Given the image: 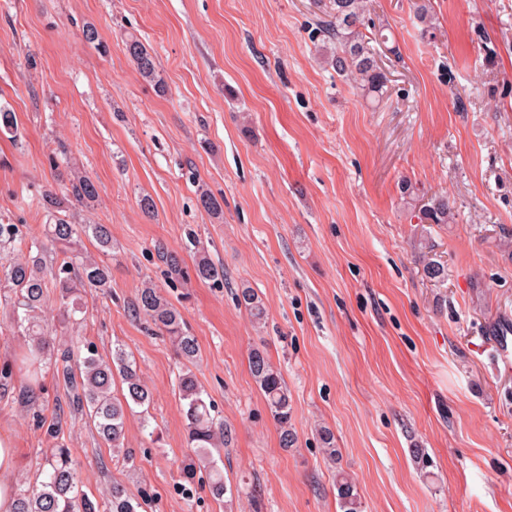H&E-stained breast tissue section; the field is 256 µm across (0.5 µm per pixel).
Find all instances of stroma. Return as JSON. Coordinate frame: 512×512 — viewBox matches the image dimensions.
Listing matches in <instances>:
<instances>
[{
    "instance_id": "obj_1",
    "label": "stroma",
    "mask_w": 512,
    "mask_h": 512,
    "mask_svg": "<svg viewBox=\"0 0 512 512\" xmlns=\"http://www.w3.org/2000/svg\"><path fill=\"white\" fill-rule=\"evenodd\" d=\"M318 13L317 0H0V109L16 116L0 130V222L41 236L45 191L77 174L97 183L75 220L108 226L112 294L88 297L77 324L52 305L44 318L101 357L122 346L153 396L148 421L127 417L130 463L87 418L57 414L67 391L52 365L20 403L27 341L1 303L0 436L17 480L39 479L54 419L83 491L102 498L117 482L151 512H339L340 472L363 512H512V370L488 340L512 318V0H365L361 31L387 37L380 103L327 65ZM90 24L105 51L85 42ZM130 33L154 51L165 94L125 54ZM202 186L222 219L201 207ZM435 194L454 223L413 219ZM202 250L222 283L191 277ZM428 259L447 282L425 277ZM146 280L195 336L194 372L234 429L224 498L182 487L193 451L179 364L129 309ZM244 286L265 323L238 304ZM256 347L288 386L294 448L250 372ZM237 299L241 306L249 311L253 319L260 323L266 317V308L258 293L249 287L239 288Z\"/></svg>"
}]
</instances>
